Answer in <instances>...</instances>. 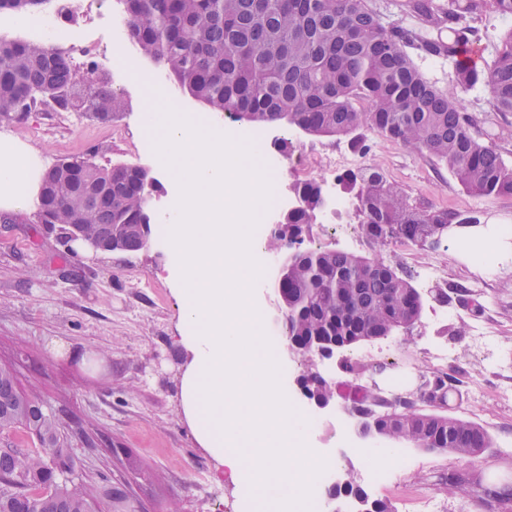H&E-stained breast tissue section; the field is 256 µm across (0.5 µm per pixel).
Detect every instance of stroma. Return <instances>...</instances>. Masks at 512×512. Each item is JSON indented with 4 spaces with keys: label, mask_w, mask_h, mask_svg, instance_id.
<instances>
[{
    "label": "stroma",
    "mask_w": 512,
    "mask_h": 512,
    "mask_svg": "<svg viewBox=\"0 0 512 512\" xmlns=\"http://www.w3.org/2000/svg\"><path fill=\"white\" fill-rule=\"evenodd\" d=\"M100 56L93 48L85 54L123 96V112L103 122L82 116L69 125L60 124L58 113L31 112L0 123V134L36 150L46 168L65 158L144 163L159 181L151 216L160 222L174 180L139 152L138 86L119 82L100 65ZM263 130L266 151L288 158L285 186L298 183L297 169L305 162L301 147L312 140L279 122ZM360 136L365 166L380 169L412 204L444 208L461 220L435 248L366 241L364 256L382 254L409 280L431 260L441 261L444 272L434 287L421 289L418 323L380 339L381 357L361 359L358 344L318 369L330 381L345 382L343 365L349 362L359 368V384L412 398L422 375L433 370L430 350L448 348L453 357L444 373L457 391L449 409L485 428L493 445L470 459L401 443L397 454L410 455L413 465L376 484L368 480L362 458L340 455L338 472L394 512H409L428 496L441 501L443 512H512V501L477 491L496 482L512 488V400L499 397L512 381V197H470L436 161L368 128ZM494 228L501 233L496 272L476 292L470 286L474 262L460 243ZM167 260L166 251L155 247L96 252L64 240L36 223L30 208L16 223H0V361L12 364L21 384L37 388L59 416L84 475L105 477L126 490L135 512H236L237 490L215 479L214 460L183 415L186 355L174 343L181 304L163 271ZM476 322L488 327L489 348L473 347L469 326Z\"/></svg>",
    "instance_id": "obj_1"
}]
</instances>
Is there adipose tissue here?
I'll list each match as a JSON object with an SVG mask.
<instances>
[{"label":"adipose tissue","mask_w":512,"mask_h":512,"mask_svg":"<svg viewBox=\"0 0 512 512\" xmlns=\"http://www.w3.org/2000/svg\"><path fill=\"white\" fill-rule=\"evenodd\" d=\"M38 165V156L30 147L7 136L0 138V212H15L34 204Z\"/></svg>","instance_id":"1"}]
</instances>
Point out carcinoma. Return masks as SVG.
Masks as SVG:
<instances>
[{"label": "carcinoma", "mask_w": 512, "mask_h": 512, "mask_svg": "<svg viewBox=\"0 0 512 512\" xmlns=\"http://www.w3.org/2000/svg\"><path fill=\"white\" fill-rule=\"evenodd\" d=\"M49 0H0L1 12H23ZM128 39L177 85L212 112L237 122H284L313 136L347 137L369 128L383 138L448 167L466 193L512 197V154L497 143L495 128L512 113V28L483 44V63L460 65V47L478 43L477 23L489 13L512 19V0H119ZM396 10L397 19L386 20ZM448 32L449 38L443 37ZM451 69L452 88L442 90L420 72L412 54ZM70 56L43 43L0 40V122L29 112H66L64 92L78 87ZM100 78L83 111L96 116L125 109L124 98ZM482 85L490 109L482 118L466 112L459 93ZM356 191L362 232L378 244L418 245L435 227L455 219L446 209H421L380 172L340 178ZM158 184L143 166L110 167L85 159L58 161L43 175L34 214L59 234L79 231L113 251L137 252L151 236L149 201ZM288 225V273L277 276L283 335L313 348L336 350L408 330L422 300L379 253L362 257L338 249H311L304 237L324 207L321 185L295 183ZM448 377H424L412 402L385 398L359 386L351 402L359 430L394 443L445 448L474 457L492 447L480 425L444 412ZM24 433L34 447L0 448V512H102L126 503L124 493L102 484L62 479L56 468L71 453L56 413L39 392L20 387L14 368L0 363V435ZM334 498L364 512H391L349 483Z\"/></svg>", "instance_id": "carcinoma-1"}]
</instances>
